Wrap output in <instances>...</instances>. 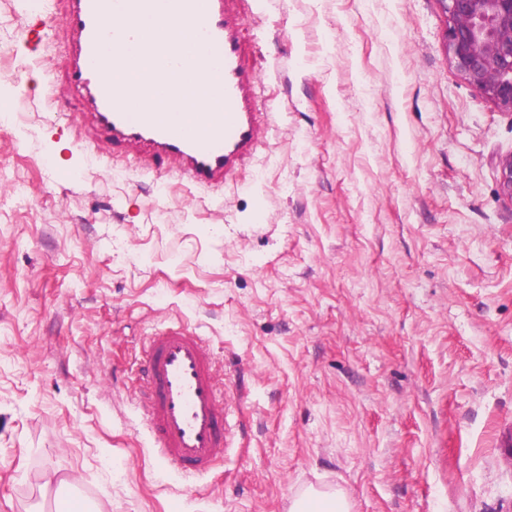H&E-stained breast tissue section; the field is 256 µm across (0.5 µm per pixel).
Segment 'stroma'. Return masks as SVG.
I'll return each mask as SVG.
<instances>
[{
  "label": "stroma",
  "instance_id": "obj_1",
  "mask_svg": "<svg viewBox=\"0 0 512 512\" xmlns=\"http://www.w3.org/2000/svg\"><path fill=\"white\" fill-rule=\"evenodd\" d=\"M0 0V512H512V112L446 51L441 0H263L245 15L260 109L241 185L193 189L72 148L80 97ZM195 328L233 443L187 476L134 389L148 336ZM348 491L340 485L316 487L308 485L297 490L291 500L290 512H351Z\"/></svg>",
  "mask_w": 512,
  "mask_h": 512
}]
</instances>
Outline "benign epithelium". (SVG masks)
<instances>
[{
	"label": "benign epithelium",
	"mask_w": 512,
	"mask_h": 512,
	"mask_svg": "<svg viewBox=\"0 0 512 512\" xmlns=\"http://www.w3.org/2000/svg\"><path fill=\"white\" fill-rule=\"evenodd\" d=\"M448 52L471 88L512 112V0H441ZM501 189L512 199V155L501 161Z\"/></svg>",
	"instance_id": "obj_1"
}]
</instances>
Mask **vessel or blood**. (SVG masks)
I'll return each instance as SVG.
<instances>
[{
  "label": "vessel or blood",
  "mask_w": 512,
  "mask_h": 512,
  "mask_svg": "<svg viewBox=\"0 0 512 512\" xmlns=\"http://www.w3.org/2000/svg\"><path fill=\"white\" fill-rule=\"evenodd\" d=\"M64 23L73 54L64 65L68 86L79 93L94 135L113 147L137 150L143 166L166 164L195 186L213 190L250 167L262 139L275 126L255 109L258 79L245 61L236 0H66ZM135 25L109 32L112 18ZM125 44L107 57L108 41ZM155 47L163 84L138 93L116 85L112 71L135 67L138 50ZM177 89L210 103L205 112H151L141 99ZM156 456L201 474L223 459L227 410L220 404L215 362L196 329L184 324L150 337L138 383Z\"/></svg>",
  "instance_id": "1"
}]
</instances>
